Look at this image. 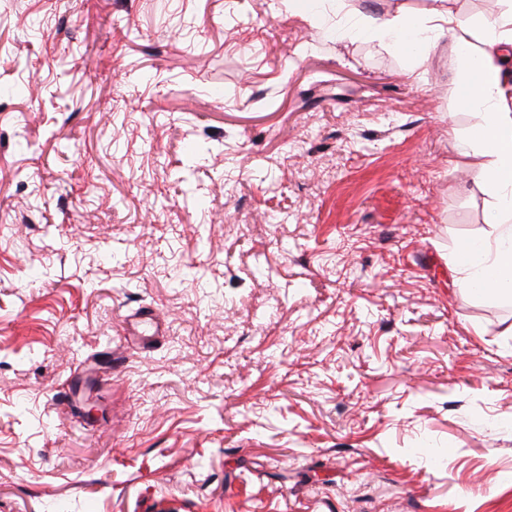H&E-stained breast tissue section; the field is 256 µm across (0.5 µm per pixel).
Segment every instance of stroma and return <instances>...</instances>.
<instances>
[{"label":"stroma","instance_id":"1","mask_svg":"<svg viewBox=\"0 0 512 512\" xmlns=\"http://www.w3.org/2000/svg\"><path fill=\"white\" fill-rule=\"evenodd\" d=\"M432 3L0 0V512H512L453 47L357 31Z\"/></svg>","mask_w":512,"mask_h":512}]
</instances>
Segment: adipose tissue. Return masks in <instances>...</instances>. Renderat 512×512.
<instances>
[{
  "label": "adipose tissue",
  "instance_id": "ef3b65f1",
  "mask_svg": "<svg viewBox=\"0 0 512 512\" xmlns=\"http://www.w3.org/2000/svg\"><path fill=\"white\" fill-rule=\"evenodd\" d=\"M364 29L391 52L417 56L440 39L454 47L456 106L473 114L472 136L456 140L460 157L495 203L490 237L457 247L461 285L486 295L512 296V6L490 23L465 21L445 8L418 17L405 11L368 16Z\"/></svg>",
  "mask_w": 512,
  "mask_h": 512
}]
</instances>
